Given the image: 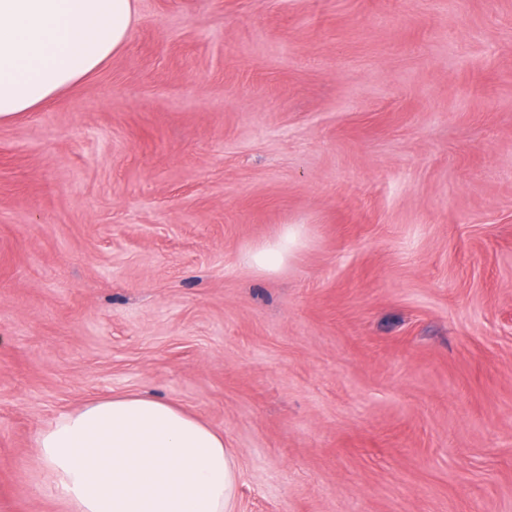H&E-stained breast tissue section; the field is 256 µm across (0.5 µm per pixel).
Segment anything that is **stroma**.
Wrapping results in <instances>:
<instances>
[{"label": "stroma", "instance_id": "stroma-1", "mask_svg": "<svg viewBox=\"0 0 512 512\" xmlns=\"http://www.w3.org/2000/svg\"><path fill=\"white\" fill-rule=\"evenodd\" d=\"M137 5L0 124V512H66L38 431L129 391L238 512H512V0ZM302 229L288 225L275 241L254 245L244 256V263L253 271L269 275L278 272L302 245Z\"/></svg>", "mask_w": 512, "mask_h": 512}]
</instances>
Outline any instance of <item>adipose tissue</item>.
I'll return each instance as SVG.
<instances>
[{
  "mask_svg": "<svg viewBox=\"0 0 512 512\" xmlns=\"http://www.w3.org/2000/svg\"><path fill=\"white\" fill-rule=\"evenodd\" d=\"M137 0H0V122L38 111L124 46ZM299 226L254 245L278 272ZM46 483L70 512H237L238 465L224 434L160 397L128 392L58 414L36 437Z\"/></svg>",
  "mask_w": 512,
  "mask_h": 512,
  "instance_id": "adipose-tissue-1",
  "label": "adipose tissue"
}]
</instances>
